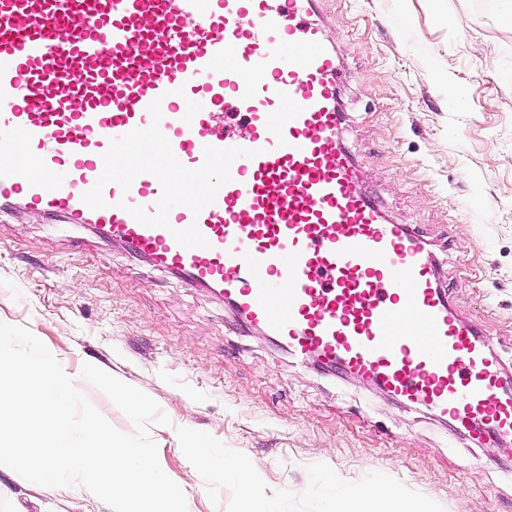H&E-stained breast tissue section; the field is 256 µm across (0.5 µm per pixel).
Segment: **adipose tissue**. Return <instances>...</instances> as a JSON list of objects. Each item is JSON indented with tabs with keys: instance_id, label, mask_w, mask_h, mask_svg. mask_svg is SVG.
Returning <instances> with one entry per match:
<instances>
[{
	"instance_id": "1",
	"label": "adipose tissue",
	"mask_w": 512,
	"mask_h": 512,
	"mask_svg": "<svg viewBox=\"0 0 512 512\" xmlns=\"http://www.w3.org/2000/svg\"><path fill=\"white\" fill-rule=\"evenodd\" d=\"M225 475L235 478L244 500V512H274L271 498L238 460H225ZM315 484L325 500V512H365V504H372V512H434L431 503L407 501L385 482H377L363 489L341 493L336 480L328 475L319 476Z\"/></svg>"
}]
</instances>
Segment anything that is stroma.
I'll use <instances>...</instances> for the list:
<instances>
[{
  "label": "stroma",
  "mask_w": 512,
  "mask_h": 512,
  "mask_svg": "<svg viewBox=\"0 0 512 512\" xmlns=\"http://www.w3.org/2000/svg\"><path fill=\"white\" fill-rule=\"evenodd\" d=\"M322 0L343 65L344 139L369 193L431 241L454 312L512 374V12L499 0ZM456 90L464 100L448 99ZM0 322L24 325L120 432L130 420L81 376L92 364L154 399L164 473L189 512H243L224 459L244 460L278 512H323L377 479L436 512H512V442L477 445L427 408L298 362L220 297L64 224L0 211ZM215 463L193 465L188 441ZM82 487L0 472V512H84Z\"/></svg>",
  "instance_id": "obj_1"
}]
</instances>
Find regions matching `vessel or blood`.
I'll return each instance as SVG.
<instances>
[{
  "label": "vessel or blood",
  "mask_w": 512,
  "mask_h": 512,
  "mask_svg": "<svg viewBox=\"0 0 512 512\" xmlns=\"http://www.w3.org/2000/svg\"><path fill=\"white\" fill-rule=\"evenodd\" d=\"M341 78L318 0H0V203L95 226L297 359L511 439L500 361L428 240L361 186Z\"/></svg>",
  "instance_id": "obj_1"
}]
</instances>
